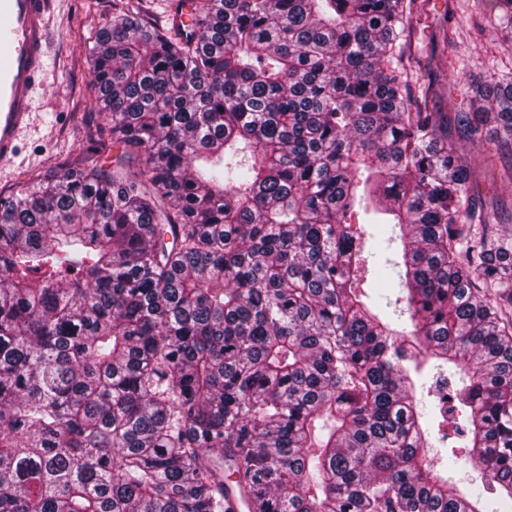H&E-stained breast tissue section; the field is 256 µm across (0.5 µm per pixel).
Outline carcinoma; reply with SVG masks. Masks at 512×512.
I'll use <instances>...</instances> for the list:
<instances>
[{"label": "carcinoma", "mask_w": 512, "mask_h": 512, "mask_svg": "<svg viewBox=\"0 0 512 512\" xmlns=\"http://www.w3.org/2000/svg\"><path fill=\"white\" fill-rule=\"evenodd\" d=\"M427 2L118 0L115 166L0 194V512L512 507V224L389 66ZM477 96L509 150L512 78Z\"/></svg>", "instance_id": "obj_1"}]
</instances>
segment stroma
Masks as SVG:
<instances>
[{
    "label": "stroma",
    "instance_id": "1",
    "mask_svg": "<svg viewBox=\"0 0 512 512\" xmlns=\"http://www.w3.org/2000/svg\"><path fill=\"white\" fill-rule=\"evenodd\" d=\"M112 19V0H57L49 22L52 40L50 64L33 99L34 120L24 134L21 150L13 160L0 162V193L9 194L32 185L51 170L77 167L86 150L110 138V126L98 115L90 86L87 56L97 32ZM455 32L457 54L464 64L450 73L451 98L441 100L444 112H458L473 105V89L490 75L512 72V30L483 26L475 0H431L411 36V50L431 70L444 62L432 52V32L441 25ZM460 154L475 168L474 198L485 211L512 213V183L501 181L498 168L480 165L482 155L495 153L491 130L457 143Z\"/></svg>",
    "mask_w": 512,
    "mask_h": 512
}]
</instances>
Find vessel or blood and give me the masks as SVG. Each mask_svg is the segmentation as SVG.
Wrapping results in <instances>:
<instances>
[{
    "label": "vessel or blood",
    "instance_id": "obj_1",
    "mask_svg": "<svg viewBox=\"0 0 512 512\" xmlns=\"http://www.w3.org/2000/svg\"><path fill=\"white\" fill-rule=\"evenodd\" d=\"M53 0H0V160H11L45 72Z\"/></svg>",
    "mask_w": 512,
    "mask_h": 512
}]
</instances>
